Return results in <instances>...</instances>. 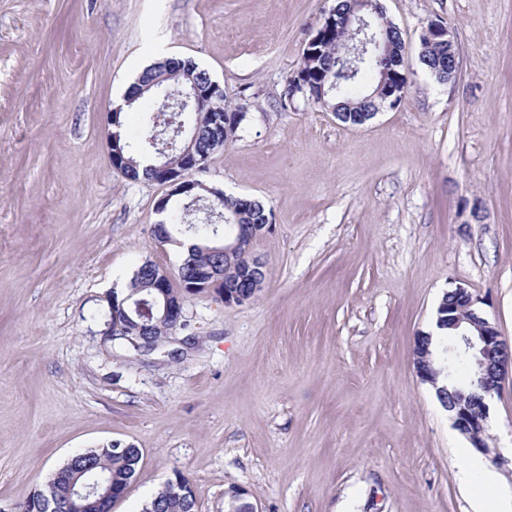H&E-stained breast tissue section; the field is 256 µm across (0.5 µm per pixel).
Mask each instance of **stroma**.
<instances>
[{"instance_id": "stroma-1", "label": "stroma", "mask_w": 512, "mask_h": 512, "mask_svg": "<svg viewBox=\"0 0 512 512\" xmlns=\"http://www.w3.org/2000/svg\"><path fill=\"white\" fill-rule=\"evenodd\" d=\"M410 67L403 98L352 127L288 80L336 0H0V507L79 451L141 460L112 512L177 475L196 512L243 488L257 512H488L512 497L458 477L468 440L413 347L441 296L468 289L512 343V0H380ZM447 24V82L419 63ZM192 59L247 119L200 178L272 213L252 244L258 294L187 300V328L139 355L99 317L159 242L154 181L112 166L113 100L160 56ZM488 442L512 454V377ZM434 22V23H433ZM432 26L428 28L425 27L423 34H427V37H431V33H434L437 37H439L444 44H448V48L439 44L432 43L426 37L422 36V53L419 57V61L421 65H423L426 69H428L434 76L442 82L448 81V72L457 71L458 68V52L455 50V42L451 35V31L446 25L439 24L443 23L442 21H430ZM449 49V55H448ZM454 49V50H453ZM448 57V71L445 70V73L441 74V70H439V63L446 60Z\"/></svg>"}]
</instances>
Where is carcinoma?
Instances as JSON below:
<instances>
[{"label":"carcinoma","mask_w":512,"mask_h":512,"mask_svg":"<svg viewBox=\"0 0 512 512\" xmlns=\"http://www.w3.org/2000/svg\"><path fill=\"white\" fill-rule=\"evenodd\" d=\"M373 28L379 39L385 33L393 36L394 45L398 49L397 54L385 57L382 51L371 46L361 55L358 69L354 74H341L337 71L336 59L342 46L336 41V33L333 32L325 37L318 57L303 61V71L307 73L304 84L300 85L295 82V79H290L284 89L283 99L291 101L302 92L307 99L333 112L371 111L373 101L377 100L375 92L383 75L386 74L388 79L395 81L404 79L406 74L404 42L401 33L387 20L381 7L378 8V14L374 15ZM447 57V47L432 43L425 37L422 38V53L419 61L441 82L448 81V73L439 70V63ZM162 68L170 73H177L181 77L186 73L192 75L199 73V69L189 60L169 59L165 63L153 64L142 72L135 83L133 100L137 101L143 97V86L152 82ZM366 75L373 76L375 83L368 91L358 94L356 89L361 78ZM166 105L167 100L162 98L157 105L143 110L142 131L136 142L118 140V146L121 147V153L125 159V164L122 166V174L125 178L131 181L152 178L151 164L156 159L157 146L160 140L167 137L163 124V117L166 116L163 109ZM217 106L224 112V140L228 141L246 120L247 112L242 107L229 111L224 108L222 100L217 102ZM183 120L187 131L197 133L198 150L203 154L211 153L210 132L205 113L188 112L183 116ZM214 208L220 214L221 221L214 222L206 219L193 222L188 219L190 209L172 205L166 213V222L154 227L156 237L164 242L173 240L176 234H188L195 240V245L178 268L179 287L169 288L173 296L184 295V284L194 282L199 274L216 266L215 257L204 251L211 242L224 239L226 233L230 231L238 232L240 225L254 229L260 224L272 222L271 213L262 203L245 196L225 195L214 202ZM244 244L246 247L240 252L224 259V281L228 285L237 282L236 271L252 264L253 253L249 247V241H244ZM153 268H157V265L150 261L138 266L128 287L129 295L148 300L156 293L151 275ZM172 329H174L172 324L155 315L141 324L139 334L149 336L151 341L159 344L161 337ZM447 358L450 359L456 383L467 382L472 373L471 363L462 356L448 355V337H442L437 345L429 343V357L426 363L438 370ZM140 459L141 452L133 445L124 453L110 449L105 451L100 448L91 453L84 452V456L73 462V471L91 466L111 477L113 485L118 487L133 480ZM195 505L196 501L176 494L174 489L166 486L146 501L141 512H195Z\"/></svg>","instance_id":"obj_1"}]
</instances>
